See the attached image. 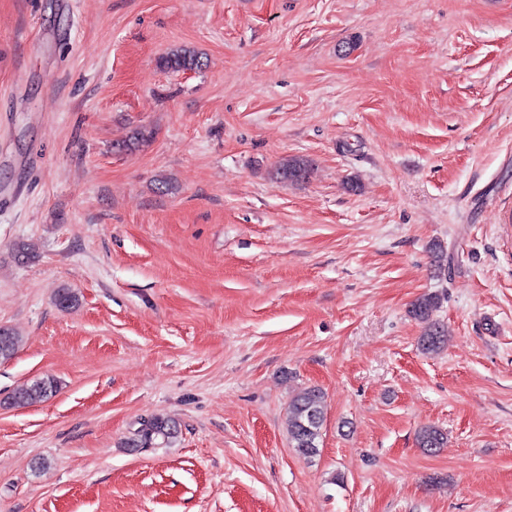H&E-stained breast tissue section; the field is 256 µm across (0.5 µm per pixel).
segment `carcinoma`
<instances>
[{
  "instance_id": "carcinoma-1",
  "label": "carcinoma",
  "mask_w": 512,
  "mask_h": 512,
  "mask_svg": "<svg viewBox=\"0 0 512 512\" xmlns=\"http://www.w3.org/2000/svg\"><path fill=\"white\" fill-rule=\"evenodd\" d=\"M160 65L172 71H191L202 66L200 57L190 49H174L159 58ZM310 161L303 157H288L279 162L274 177L279 182L300 183L307 179ZM439 304V297L431 294L420 296L409 310L410 315L426 324L419 338L420 349L425 353H436L448 343V331L431 316ZM21 339L13 331H0V355L12 357L19 349ZM57 392V382L52 378L40 379L14 391L10 396L13 406H25L51 397ZM325 421V400L318 388H309L296 393L288 404V434L292 448L305 459L311 460L319 454V444ZM179 434L177 424L161 416L144 420L141 426L125 442L127 448H150L159 444L173 443ZM417 443L428 453L446 447L447 435L436 426H425L417 434Z\"/></svg>"
}]
</instances>
